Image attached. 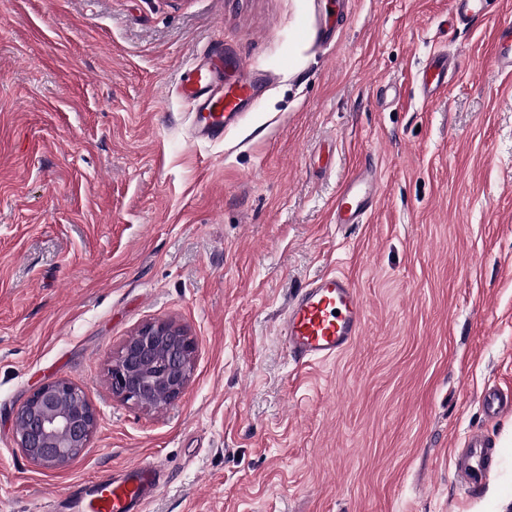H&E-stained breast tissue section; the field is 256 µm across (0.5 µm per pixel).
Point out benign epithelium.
<instances>
[{
	"label": "benign epithelium",
	"mask_w": 512,
	"mask_h": 512,
	"mask_svg": "<svg viewBox=\"0 0 512 512\" xmlns=\"http://www.w3.org/2000/svg\"><path fill=\"white\" fill-rule=\"evenodd\" d=\"M193 354L194 343L180 327L148 323L112 359V392L143 407L167 404L185 389ZM97 423L85 390L69 379H57L34 389L17 409V445L33 463L62 468L88 447Z\"/></svg>",
	"instance_id": "7a95c632"
}]
</instances>
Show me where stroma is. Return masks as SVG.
<instances>
[{
  "label": "stroma",
  "mask_w": 512,
  "mask_h": 512,
  "mask_svg": "<svg viewBox=\"0 0 512 512\" xmlns=\"http://www.w3.org/2000/svg\"><path fill=\"white\" fill-rule=\"evenodd\" d=\"M450 0H351L328 45L314 0H0V512L142 461L168 482L143 512H512V74L495 29L449 33ZM220 49L274 76L222 141L192 135L184 65ZM460 67L432 102L429 54ZM332 150L322 170L320 151ZM365 223L331 206L365 161ZM348 275L366 321L297 370L290 296ZM195 344L183 393L141 408L107 365L151 322ZM81 385L98 416L59 469L16 444L41 384ZM483 432L501 465L468 492L454 461Z\"/></svg>",
  "instance_id": "35a3bbf8"
}]
</instances>
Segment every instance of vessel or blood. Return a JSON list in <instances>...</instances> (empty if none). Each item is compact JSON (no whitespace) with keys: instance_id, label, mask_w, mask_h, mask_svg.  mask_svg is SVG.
<instances>
[{"instance_id":"b4317fda","label":"vessel or blood","mask_w":512,"mask_h":512,"mask_svg":"<svg viewBox=\"0 0 512 512\" xmlns=\"http://www.w3.org/2000/svg\"><path fill=\"white\" fill-rule=\"evenodd\" d=\"M490 0H451L448 24L453 29L481 27L488 15ZM494 64L498 71L512 72V25L497 36ZM239 69L248 70L245 81L225 83L224 63L217 56L194 58L185 67L179 84L182 97L194 106L193 125L198 138L219 141L230 121L237 118L243 101L266 81L265 73L249 70L246 61ZM459 67L447 51L431 56L420 78L424 97L432 98L448 87ZM376 194L375 174L365 165L344 181L333 204L337 224L363 223L372 210ZM365 309L351 280L335 272L317 277L291 296L278 325V336L289 357L298 366L327 361L344 353L360 336ZM497 467L490 441L482 434L470 433L457 459L461 485L469 489L482 486ZM164 480L150 462L126 468L122 477L105 470L89 480V491L71 497L73 512H142L146 500L156 496Z\"/></svg>"}]
</instances>
